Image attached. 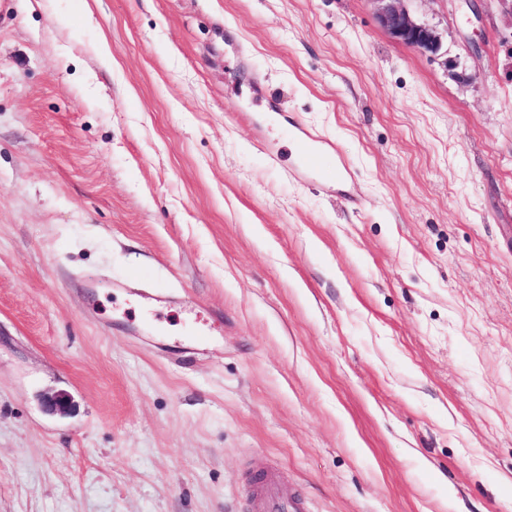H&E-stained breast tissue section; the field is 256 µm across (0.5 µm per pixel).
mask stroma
Wrapping results in <instances>:
<instances>
[{
  "label": "stroma",
  "instance_id": "obj_1",
  "mask_svg": "<svg viewBox=\"0 0 512 512\" xmlns=\"http://www.w3.org/2000/svg\"><path fill=\"white\" fill-rule=\"evenodd\" d=\"M406 7L11 0L0 512H512V7ZM407 0H373L381 26L404 45L422 52L435 51L440 36L432 27L418 22L403 6ZM292 138L298 155L311 170L319 168V160L323 151L327 147L334 146L332 142L318 136L297 121L293 125ZM250 499L256 512H303V502L297 498L285 500L280 494L276 475L259 476L251 490Z\"/></svg>",
  "mask_w": 512,
  "mask_h": 512
}]
</instances>
